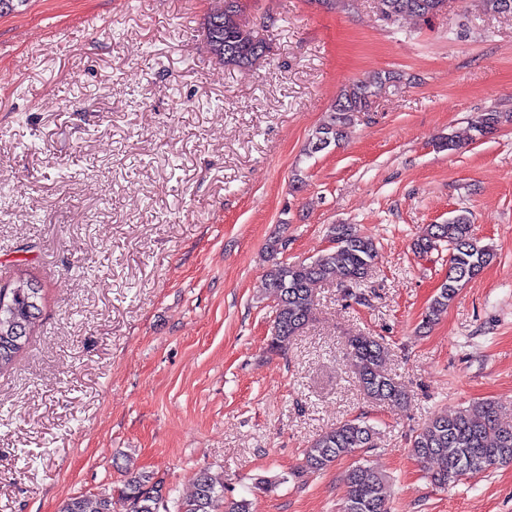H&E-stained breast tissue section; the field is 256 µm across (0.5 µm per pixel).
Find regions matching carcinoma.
Returning a JSON list of instances; mask_svg holds the SVG:
<instances>
[{"mask_svg": "<svg viewBox=\"0 0 512 512\" xmlns=\"http://www.w3.org/2000/svg\"><path fill=\"white\" fill-rule=\"evenodd\" d=\"M448 0H378L380 17L394 23L403 17L429 20L443 12ZM244 0H224V6L204 19L206 47L220 63L247 68L255 53L270 43L247 30L242 20ZM400 77L377 72L367 82L346 85L330 106L324 122L309 143L311 156L345 139L360 114L369 112L375 100L396 87ZM502 115L483 112L471 123L474 136L496 132ZM334 246L310 262L279 261L266 271V288L275 302L270 349L282 352L311 321L314 287L324 281L341 280L345 295L357 297V290L372 272L376 252L374 241L348 225L330 228ZM417 254L448 251V276L432 299L425 320L432 322L444 313L466 282L489 265L495 252L474 231L468 216L456 215L446 224H429L412 242ZM42 316L41 288L32 279L18 277L0 288V370L9 368L36 334ZM388 349L373 336L349 339V357L364 394L371 400L398 404L406 399L405 389L386 369ZM376 429L354 418L331 427L313 439L304 452L307 472H319L344 457H355L372 447ZM411 452L419 461L433 464L427 477L437 486L448 485L454 475L464 472L476 477L490 468L512 463V426L501 423L497 406L476 402L453 414L437 416L411 437ZM385 478L358 464L348 474L346 496L340 512H389L383 494ZM194 493L172 502L174 512H248L245 500L224 499V482L203 469L194 474ZM125 512H159L166 497L153 476L140 472L130 476L120 489ZM61 512H114L108 496L69 498Z\"/></svg>", "mask_w": 512, "mask_h": 512, "instance_id": "cac0c4a2", "label": "carcinoma"}]
</instances>
